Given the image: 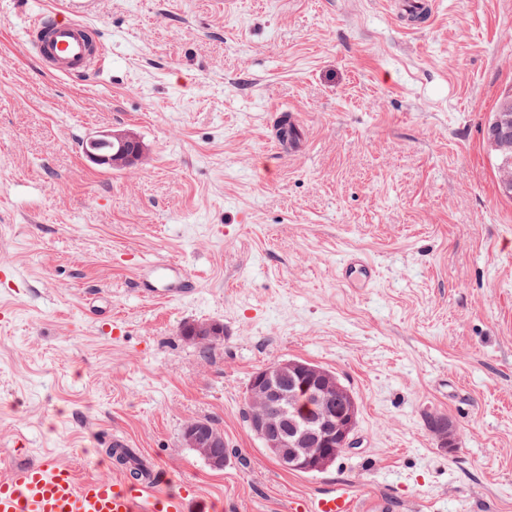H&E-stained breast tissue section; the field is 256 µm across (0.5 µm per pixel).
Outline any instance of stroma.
I'll return each instance as SVG.
<instances>
[{
	"instance_id": "1",
	"label": "stroma",
	"mask_w": 512,
	"mask_h": 512,
	"mask_svg": "<svg viewBox=\"0 0 512 512\" xmlns=\"http://www.w3.org/2000/svg\"><path fill=\"white\" fill-rule=\"evenodd\" d=\"M436 2L410 29L391 0H94L107 59L86 85L25 48V16L59 0H0V461L109 480L116 435L159 490L222 512L339 484L373 512H512V196L484 140L512 94V0ZM283 112L300 152H273ZM113 128L145 163L85 157ZM347 253L372 287L340 280ZM157 258L194 293L143 294ZM196 321L223 340H186ZM288 359L358 403V448L322 473L283 468L244 418L252 375ZM192 419L223 430V468L185 447ZM183 334L194 343L212 345L224 338V325L219 322H194L184 326Z\"/></svg>"
}]
</instances>
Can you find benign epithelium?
<instances>
[{
	"label": "benign epithelium",
	"mask_w": 512,
	"mask_h": 512,
	"mask_svg": "<svg viewBox=\"0 0 512 512\" xmlns=\"http://www.w3.org/2000/svg\"><path fill=\"white\" fill-rule=\"evenodd\" d=\"M487 141L495 149L512 145L511 102H505L495 113L487 129ZM84 154L97 165L118 169L146 157L132 133L112 130L89 137ZM183 334L195 343L212 345L224 339V325L213 321L189 323ZM292 372L305 379L298 389L283 385ZM339 400L343 401V410L338 413L335 402ZM244 403L250 428L287 470H325L358 444L356 405L350 392L333 373L318 365L287 360L263 368L251 378ZM433 420L439 444L453 446L455 432L447 419L435 414ZM183 441L185 447L197 449L212 467L224 466L223 432L191 419L183 429Z\"/></svg>",
	"instance_id": "benign-epithelium-1"
}]
</instances>
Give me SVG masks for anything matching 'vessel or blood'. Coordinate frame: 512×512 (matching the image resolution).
I'll use <instances>...</instances> for the list:
<instances>
[{
    "label": "vessel or blood",
    "mask_w": 512,
    "mask_h": 512,
    "mask_svg": "<svg viewBox=\"0 0 512 512\" xmlns=\"http://www.w3.org/2000/svg\"><path fill=\"white\" fill-rule=\"evenodd\" d=\"M90 0H65L62 7L39 10L26 27L25 44L34 59L59 77L88 78L106 59L100 31L86 21ZM167 284L166 297L190 295L194 280L176 261L148 265L144 284L154 294L156 281ZM155 479L135 481L120 476L102 481L77 478L58 456L47 453L37 462L0 469V512H186L195 498L194 485L175 492H159ZM294 512H356L354 498L345 486L295 502Z\"/></svg>",
    "instance_id": "1"
}]
</instances>
